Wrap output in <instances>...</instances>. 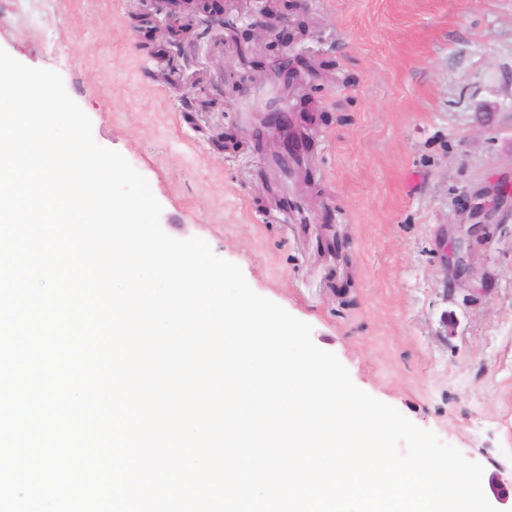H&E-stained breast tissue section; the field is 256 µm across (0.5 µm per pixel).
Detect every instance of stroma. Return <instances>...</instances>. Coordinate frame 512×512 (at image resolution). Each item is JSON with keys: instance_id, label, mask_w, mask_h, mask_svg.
I'll list each match as a JSON object with an SVG mask.
<instances>
[{"instance_id": "obj_1", "label": "stroma", "mask_w": 512, "mask_h": 512, "mask_svg": "<svg viewBox=\"0 0 512 512\" xmlns=\"http://www.w3.org/2000/svg\"><path fill=\"white\" fill-rule=\"evenodd\" d=\"M248 0H218L238 18ZM159 0H0V49L58 72L149 182L163 230L199 237L312 327L353 383L485 472L512 473V201L447 291L441 245L464 195L512 183V0H272L274 35L239 20L173 48L164 79L138 28ZM314 70L292 86L281 45ZM251 81L239 97L233 80ZM277 87L305 137L286 188L241 121Z\"/></svg>"}]
</instances>
